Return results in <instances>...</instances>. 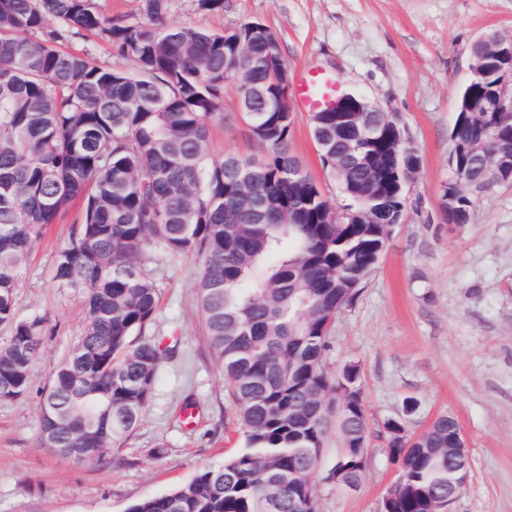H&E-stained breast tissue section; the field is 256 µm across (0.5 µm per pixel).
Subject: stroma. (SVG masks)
<instances>
[{"label":"stroma","instance_id":"obj_1","mask_svg":"<svg viewBox=\"0 0 512 512\" xmlns=\"http://www.w3.org/2000/svg\"><path fill=\"white\" fill-rule=\"evenodd\" d=\"M250 21L276 37L291 74L314 65L341 92L395 114L421 159L397 226L357 300L336 315L324 366L360 369L367 464L356 489L326 481L339 450L328 433L313 475L318 512H381L397 472L384 425L402 419L422 433L451 415L467 439L471 470L451 512H512V185L474 205L468 224L445 223L449 130L471 49L488 32L512 34V0H224L220 12L197 0H169L166 22L220 32ZM224 120L210 126L213 158L264 147L226 88ZM288 151L334 209L345 199L326 174L311 134L312 115L293 108ZM82 211L71 202L36 237L16 306L46 319V339L28 393L0 399V512H128L134 503L185 483L244 445L224 368L212 354L198 308L202 257L156 253L149 264L159 304L146 337L174 346L164 355L139 427L113 449V465L77 462L39 447L41 399L82 326L84 297L54 280ZM417 408L404 415L403 402Z\"/></svg>","mask_w":512,"mask_h":512}]
</instances>
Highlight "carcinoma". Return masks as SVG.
<instances>
[{
  "label": "carcinoma",
  "instance_id": "cac0c4a2",
  "mask_svg": "<svg viewBox=\"0 0 512 512\" xmlns=\"http://www.w3.org/2000/svg\"><path fill=\"white\" fill-rule=\"evenodd\" d=\"M168 0H142L146 21L99 13L94 0H0V398L30 388L46 318H21L16 290L35 235L74 200L83 203L70 244L54 271L61 288H83L82 330L43 393L38 444L71 459L109 464L106 453L139 426L165 350L142 338L158 296L148 252L204 255L199 308L208 344L224 367L246 447L219 466L143 499L130 512H317L312 478L331 421L343 451L325 479L359 485L368 430L360 371L336 374L322 359L336 312L353 303L377 269L384 225L403 206L394 183L366 169L323 164L348 200L345 213L370 221L324 220L330 203L309 178L290 176L293 115L276 99L258 138L267 147L265 205L238 198L233 167L247 156L210 157L209 125L224 120V89L274 90L264 68L233 71L238 35L166 27ZM88 33L103 36L134 69L89 64L62 48ZM493 63L462 96L489 98L501 80ZM462 141L486 138L512 158V135L492 122L464 125ZM473 183L451 213L468 224L473 202L491 195ZM399 480L382 512H429L454 490L449 462L459 430L438 416L418 436L400 419L385 423Z\"/></svg>",
  "mask_w": 512,
  "mask_h": 512
}]
</instances>
